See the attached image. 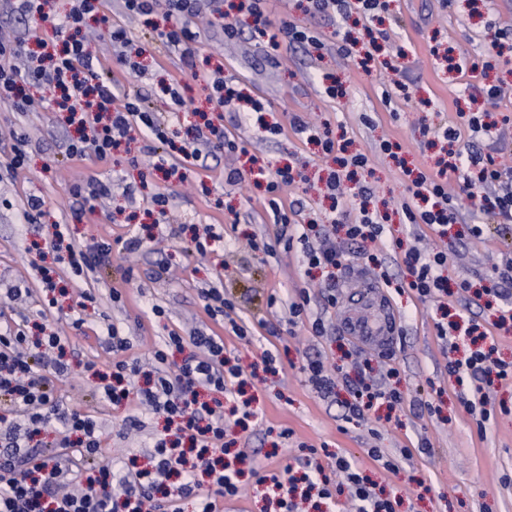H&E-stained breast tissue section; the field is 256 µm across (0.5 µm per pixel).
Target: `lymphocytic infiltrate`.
<instances>
[{"label": "lymphocytic infiltrate", "mask_w": 512, "mask_h": 512, "mask_svg": "<svg viewBox=\"0 0 512 512\" xmlns=\"http://www.w3.org/2000/svg\"><path fill=\"white\" fill-rule=\"evenodd\" d=\"M128 16L144 17L162 13L164 27L160 41L177 54L186 67H193L194 46L200 33L191 18L202 12L224 21V33L237 39L243 35L262 38L267 55H277L282 47L311 46L322 42L300 24L283 22L272 27L267 0H123ZM312 14L362 20L364 45L376 46L382 38L374 26L387 0H306ZM47 0H9L10 13L41 30L36 48L25 41L0 38V104L15 112H36L45 108L64 112L78 127V137L69 139L66 155L72 160L95 156L110 158L122 141L142 140L144 154L159 163L199 160L221 150L245 152L244 142L227 136L213 123L196 129L192 139L175 143L169 136L164 114L145 108L139 98L117 95L115 84L103 78L90 43L82 31L88 21L103 26L112 44L124 47L131 42L126 28L113 26L102 12V0H71L65 14L48 10ZM435 137L448 142L446 171L456 176L461 194L479 199L484 208L500 219L512 222V167L496 162L492 155L475 153L462 145L454 127L435 130ZM253 183L263 187L264 202L273 223L280 230L274 243L251 242L252 250L272 251L274 244L292 248L301 244L308 268L341 266L343 253L326 229H319L318 245H311L302 231L294 207L285 205L284 187L293 185L291 167L271 168L262 162L253 169ZM402 221L435 229L458 223L459 205L448 193L442 176L421 177L413 183L410 201L401 206ZM144 239L132 233L122 238L119 249L106 242L83 248H69L68 260L76 273L96 272L112 259L122 261V278H137L127 259L139 253ZM405 288L419 298H443L448 294V252L444 249L405 251ZM106 342L113 354L109 372H95L103 398L120 403L138 392L140 403L153 414L163 416L166 426L154 437L152 467L137 469L128 463L120 469L99 464L101 430L94 416L68 410L56 394L55 381L69 378L66 340L53 331L30 338L23 325L0 327V512H180V500L194 499L197 512H216L217 498L241 495L239 470L225 463L223 455L233 445L231 426L224 420L220 398L227 381L238 378L240 366H228L224 342L203 334L186 338L169 332L153 351L150 371L138 360L127 358L128 339L115 325H108ZM470 370L475 380L474 396L466 407L484 400V388L493 381L512 382V364L492 360L482 349L472 350L465 360L449 363L457 374ZM63 426L65 438L58 446L41 448L32 439L42 431ZM336 469L343 483L332 482L321 466L309 467L305 478L319 495L330 498L349 494L356 512H396L391 498L375 496L355 464L340 457ZM119 485L121 493L107 496L106 490Z\"/></svg>", "instance_id": "f902f5d3"}]
</instances>
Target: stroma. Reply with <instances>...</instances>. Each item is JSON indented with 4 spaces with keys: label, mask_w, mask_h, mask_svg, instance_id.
I'll return each mask as SVG.
<instances>
[{
    "label": "stroma",
    "mask_w": 512,
    "mask_h": 512,
    "mask_svg": "<svg viewBox=\"0 0 512 512\" xmlns=\"http://www.w3.org/2000/svg\"><path fill=\"white\" fill-rule=\"evenodd\" d=\"M103 10L113 23L127 26L132 38L147 49L149 73L133 80L124 77L108 40L92 42L105 74L117 81L119 94H141L151 110L164 112L171 103L158 82L179 80L185 105L171 127L175 136L185 135L199 109L220 118L228 133L247 139L250 152L273 166L303 160V180L287 189L285 198L302 200L309 220L322 223L331 204L324 182L334 163L305 136L295 134L290 120L297 114L314 125L330 124L347 152L368 156L369 206L388 212L390 220L382 238L369 245L377 257L373 263L359 253L356 244L337 236L345 260L336 272L337 301L331 306L316 281L306 275L301 246L288 252L279 248L272 254L249 247L253 237L273 240L279 227L272 223L251 179L235 186L225 184L224 169L232 165V157L215 153L205 166L184 167L179 178L153 170L152 158L144 155L135 164L123 153L107 162L92 156L74 161L65 155L73 129L63 113L21 114L0 107V197L11 203L10 208H0V290L15 284L28 290L17 300L0 301V323L21 322L31 332L46 321L66 336L75 376L57 383L56 393L66 406L95 416L102 427L101 458L117 465L133 458L146 466L153 437L163 426L162 419L141 407L137 397L117 405L100 398L94 379L83 374L86 361L102 369L111 362L102 345L106 323H114L130 338L129 357L146 366L152 363L154 346L170 331L184 337L200 332L222 338L225 355L238 358L241 365L260 361L268 350L283 364L279 374L252 380L246 388L256 416L238 442L248 456L243 467L244 492L236 499H218L219 512H275L272 485L260 482L259 475L285 465L301 474L304 446L315 449V462L327 472L334 469L337 457L356 462L375 492L397 499L396 512H512V385L491 386L484 413L468 412L463 401L472 380H460L448 372L449 361L464 357L467 341L459 339L457 350H450L436 328L443 319L473 321L487 332L496 357L512 363V321L498 322L501 298L486 303L457 287L467 280L480 288L500 289L494 269L512 259V223H500L474 199L462 201L463 223L449 225L443 236L423 224L401 223L398 215L409 197L410 182L403 168L433 173L444 155L441 146L431 145L426 127L463 125L458 100L469 98L474 106H485V90L493 81L509 91L496 107L494 120L512 118V0H390L384 25L395 29L404 54L389 67L382 50L375 52L366 68L357 56L344 55L338 32L345 29V22L337 16L306 13L301 0H271L269 18L275 26L290 20L308 27L324 43L310 54L286 48L280 58L269 59L258 42L225 39L221 19L199 23L197 70L223 65L225 77L264 103L266 121L283 127L280 135L249 124L241 112L208 101L201 84L183 71L178 57L158 40L161 16L127 19L119 0H103ZM500 28L507 33L509 47L496 56L490 42ZM436 44L451 48L457 58L489 61L487 74L438 69L430 54ZM328 78L346 88L345 97L326 96L323 84ZM393 78L405 82L409 91H392L390 101H383V85ZM19 126L31 137L30 161L25 170L11 175L6 171L8 133ZM385 141L400 143L398 156L382 150ZM50 157L57 164L49 168L45 161ZM88 179L112 184V196L105 206L73 218L69 188L75 181ZM167 182L177 192L171 203L172 228L212 225L214 234L222 238L221 246L189 257L179 239L160 245L146 241L132 258L138 277L126 285L121 284L117 267L78 275L66 260L51 253L44 264L53 270L64 292L54 296L44 290L34 266L33 243L44 242L57 224L77 247L140 232L152 222L150 194ZM32 196L43 197L48 206L37 222L29 224L21 210ZM471 224L482 225V237H469ZM396 239L402 240L404 248L436 243L447 247L448 297L422 300L400 287L406 269L401 251L392 245ZM358 273L385 283L399 315L398 332L388 352L366 349L341 330L346 297ZM219 282L226 297L246 312L249 339L237 338L205 312L200 291ZM116 285L123 293L118 304L110 298V289ZM303 288L309 290L312 302L297 323H289L282 306L267 304L269 295L283 298ZM84 293L94 300L82 312V329L76 330L68 320ZM155 305L163 308V316L152 314ZM317 318L324 320L326 335L312 334L311 322ZM316 359L336 378L333 397H321L308 379L304 367ZM392 368L399 372L397 388L402 395L393 420H386L381 408L366 412L363 419L346 421L345 403L351 398L348 383L356 372H364L380 385ZM130 416L139 425L128 430L124 424ZM284 429L290 432L285 439L280 436ZM372 448L377 449L378 458L369 456Z\"/></svg>",
    "instance_id": "35a3bbf8"
}]
</instances>
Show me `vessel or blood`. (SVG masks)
<instances>
[{
	"mask_svg": "<svg viewBox=\"0 0 512 512\" xmlns=\"http://www.w3.org/2000/svg\"><path fill=\"white\" fill-rule=\"evenodd\" d=\"M350 302L360 307L361 312L343 322V331L361 346L388 349L398 330L399 317L382 287L366 276H359Z\"/></svg>",
	"mask_w": 512,
	"mask_h": 512,
	"instance_id": "b4317fda",
	"label": "vessel or blood"
}]
</instances>
